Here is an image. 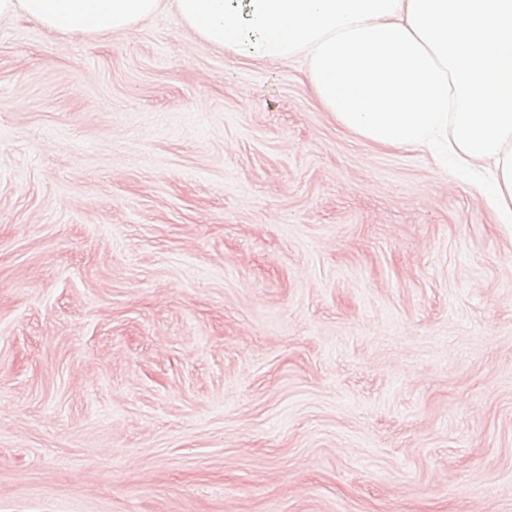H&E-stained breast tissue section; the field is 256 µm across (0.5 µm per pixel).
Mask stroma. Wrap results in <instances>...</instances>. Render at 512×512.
Returning <instances> with one entry per match:
<instances>
[{
  "mask_svg": "<svg viewBox=\"0 0 512 512\" xmlns=\"http://www.w3.org/2000/svg\"><path fill=\"white\" fill-rule=\"evenodd\" d=\"M0 512H512V226L303 59L0 19Z\"/></svg>",
  "mask_w": 512,
  "mask_h": 512,
  "instance_id": "stroma-1",
  "label": "stroma"
}]
</instances>
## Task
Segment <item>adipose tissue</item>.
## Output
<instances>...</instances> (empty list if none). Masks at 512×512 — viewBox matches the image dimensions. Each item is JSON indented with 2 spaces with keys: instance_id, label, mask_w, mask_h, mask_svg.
Returning a JSON list of instances; mask_svg holds the SVG:
<instances>
[{
  "instance_id": "ef3b65f1",
  "label": "adipose tissue",
  "mask_w": 512,
  "mask_h": 512,
  "mask_svg": "<svg viewBox=\"0 0 512 512\" xmlns=\"http://www.w3.org/2000/svg\"><path fill=\"white\" fill-rule=\"evenodd\" d=\"M171 8L239 55L304 57L319 103L368 142L451 175L492 167L481 189L512 224V0H0V18L102 35Z\"/></svg>"
}]
</instances>
